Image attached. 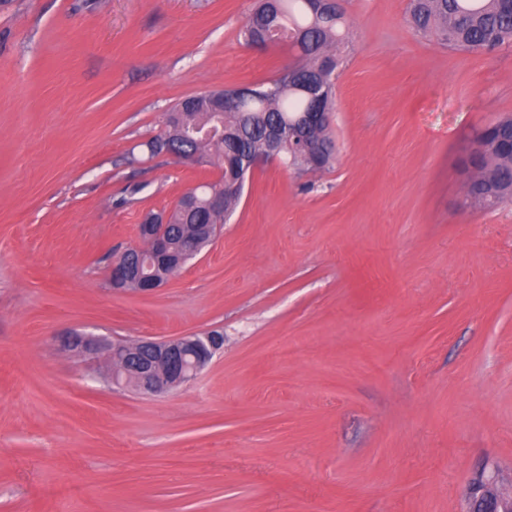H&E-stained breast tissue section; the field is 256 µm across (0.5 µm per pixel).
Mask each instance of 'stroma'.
Instances as JSON below:
<instances>
[{"mask_svg": "<svg viewBox=\"0 0 512 512\" xmlns=\"http://www.w3.org/2000/svg\"><path fill=\"white\" fill-rule=\"evenodd\" d=\"M408 3L343 2L333 165L259 161L142 293L112 262L220 174L148 153L165 112L297 59L239 41L255 0H0V512H468L484 469L512 489V202L471 205L465 168L512 114V46L449 48ZM70 331L224 346L146 396Z\"/></svg>", "mask_w": 512, "mask_h": 512, "instance_id": "obj_1", "label": "stroma"}]
</instances>
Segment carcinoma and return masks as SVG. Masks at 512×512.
Here are the masks:
<instances>
[{
  "instance_id": "1",
  "label": "carcinoma",
  "mask_w": 512,
  "mask_h": 512,
  "mask_svg": "<svg viewBox=\"0 0 512 512\" xmlns=\"http://www.w3.org/2000/svg\"><path fill=\"white\" fill-rule=\"evenodd\" d=\"M408 14L417 31L455 49L492 53L512 45L509 0H409ZM343 28L344 15L334 3L323 4L318 13L307 0H259L250 25L241 29L242 41L258 46L267 38L287 37L288 47L301 58L294 75L280 74L246 88L236 109L225 107L229 89L184 99L171 109L184 113V121L191 126L189 138L175 142L178 152L190 157L207 155L221 168L218 180L189 189L168 211L166 236L172 257L203 248L195 225L222 224L233 212L239 196H224L219 209L211 205L210 198L224 192V182L243 183L259 160L270 159L273 130L283 133L285 143L288 136L295 138L296 148L287 154L289 165L310 170L331 165L333 154L315 163L299 148L302 142L332 144L330 126L309 124L296 129L292 124L311 108L309 99L297 90L303 82L315 83L323 94L322 111H332L339 66L336 45L344 39ZM491 135L504 144L511 140L512 118L497 119ZM478 164L498 173L500 179L479 189L469 187L470 201L495 206L512 198V156L490 146L479 154Z\"/></svg>"
}]
</instances>
